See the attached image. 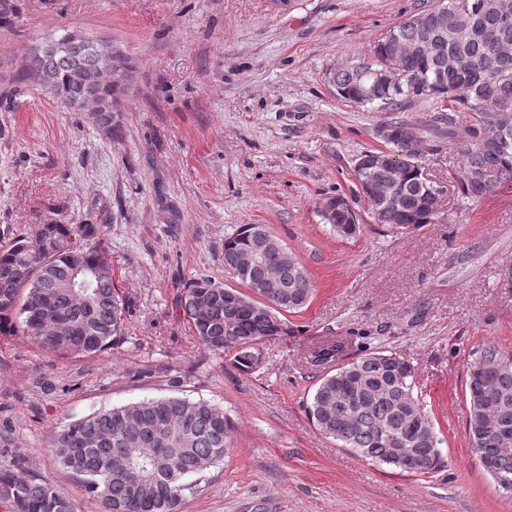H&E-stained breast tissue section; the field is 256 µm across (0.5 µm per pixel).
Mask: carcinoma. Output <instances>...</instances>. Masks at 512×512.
Returning <instances> with one entry per match:
<instances>
[{"label": "carcinoma", "instance_id": "obj_1", "mask_svg": "<svg viewBox=\"0 0 512 512\" xmlns=\"http://www.w3.org/2000/svg\"><path fill=\"white\" fill-rule=\"evenodd\" d=\"M505 0H444L389 30L370 60L336 72L337 94L361 102L362 87L388 64L404 72L403 84L378 82V103L398 110L417 100L436 107L418 121L395 120L384 136L410 161L406 177L385 196L364 192L377 224L403 231L433 224L441 199L425 186L418 160L441 148L462 159L458 196L478 201L512 184V19L504 21ZM448 7V20L441 8ZM437 43L439 53L419 46ZM56 52L26 58L28 71L43 75L42 86L72 109L88 102L104 111L122 89L89 82L95 59L72 36L55 41ZM455 56L457 71H439L441 58ZM462 112L477 115L473 120ZM490 173L494 181L482 180ZM356 181L384 185L388 171L358 166ZM330 223L339 232H356L347 201L332 197ZM97 224H36L31 232L0 248V336L22 331L43 350L60 355H98L123 334L124 301L112 279V260L99 243ZM59 241L51 253L43 245ZM273 245L266 260L246 275L238 273L244 251ZM280 242L263 224H242L224 239V268L246 290L226 288L209 277L190 280L179 307L203 350L231 357L249 374L261 361L259 344L288 331L281 316L311 300L312 282L302 263L284 265ZM106 271L93 277L91 270ZM90 281L83 300L62 284L73 274ZM414 368L387 351L369 354L324 375L307 406L316 428L357 456L401 468L399 440L415 449L419 462L412 474L438 471L445 460L432 419L414 395ZM467 426L471 448L491 461V474L512 485V354L486 344L470 364L466 382ZM234 425L224 411L186 397L145 399L96 411L60 426L50 441L53 455L103 512H180L186 474H201L231 456ZM0 499L13 512H73L71 502L45 479L31 480L0 469Z\"/></svg>", "mask_w": 512, "mask_h": 512}]
</instances>
